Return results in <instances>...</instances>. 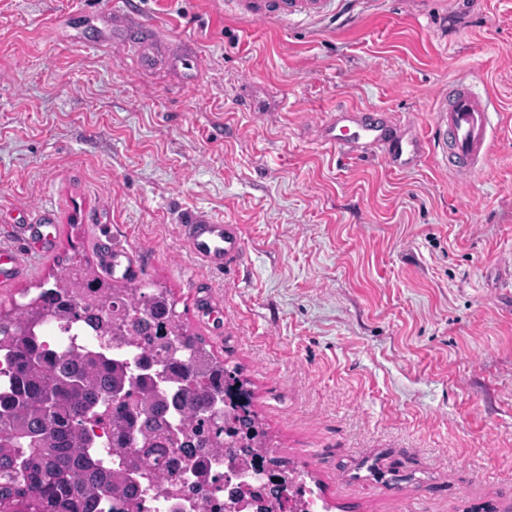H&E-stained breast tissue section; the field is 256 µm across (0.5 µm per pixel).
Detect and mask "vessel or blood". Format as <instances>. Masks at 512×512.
Segmentation results:
<instances>
[{"instance_id": "obj_1", "label": "vessel or blood", "mask_w": 512, "mask_h": 512, "mask_svg": "<svg viewBox=\"0 0 512 512\" xmlns=\"http://www.w3.org/2000/svg\"><path fill=\"white\" fill-rule=\"evenodd\" d=\"M241 12L264 20L270 17L318 18L332 14L337 0H233ZM488 98L479 95L466 80H456L437 109L434 138L419 134L412 121H401L391 112L365 111L340 103L316 124L319 144L339 150L347 159L383 152L388 166L404 171L420 164L431 141L446 148L447 168L454 174L474 176L487 166L494 134L493 114ZM15 247H0V287L8 286L25 273L29 254H46L56 247L49 224H19ZM181 239L208 268L221 271L244 254L241 229L236 224L214 223L202 215L187 216L180 226ZM102 270L129 280L141 276L134 249L112 238L110 225L98 227Z\"/></svg>"}]
</instances>
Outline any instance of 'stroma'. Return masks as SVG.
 Here are the masks:
<instances>
[{
	"label": "stroma",
	"instance_id": "stroma-1",
	"mask_svg": "<svg viewBox=\"0 0 512 512\" xmlns=\"http://www.w3.org/2000/svg\"><path fill=\"white\" fill-rule=\"evenodd\" d=\"M114 2L0 0V240L45 216L57 236L0 306L95 260L111 225L328 500L512 512V0H347L291 21L137 0L148 41ZM458 78L503 115L476 177L430 155L342 162L304 132L340 101L427 132ZM189 211L240 225L243 261L191 257Z\"/></svg>",
	"mask_w": 512,
	"mask_h": 512
}]
</instances>
